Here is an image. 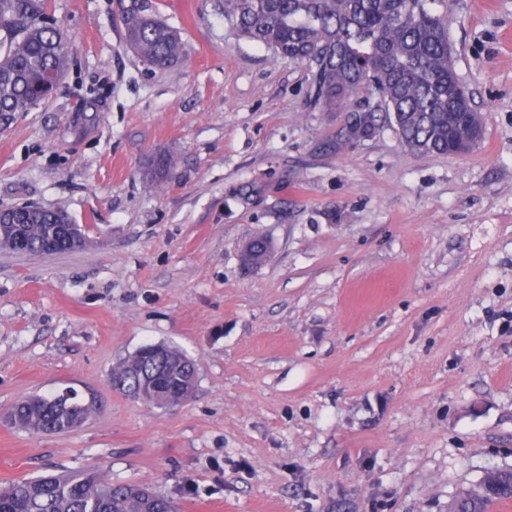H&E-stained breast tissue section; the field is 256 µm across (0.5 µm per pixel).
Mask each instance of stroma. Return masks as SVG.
Returning a JSON list of instances; mask_svg holds the SVG:
<instances>
[{"mask_svg": "<svg viewBox=\"0 0 512 512\" xmlns=\"http://www.w3.org/2000/svg\"><path fill=\"white\" fill-rule=\"evenodd\" d=\"M150 3L185 61L127 50L131 0H47L69 70L0 120V210L85 233L0 249V485L96 469L178 512H448L512 468V0L442 5L483 122L457 156L385 123L344 142L364 97L315 107L312 67L240 38L224 0ZM150 343L194 363L185 403L113 388ZM67 387L100 403L75 430L4 421ZM252 242L248 243L245 248L246 250H248L252 243V246L249 249V251H243L242 254V261L244 265L251 267L258 266L264 263L267 260L271 249L269 241L264 237H257L253 239Z\"/></svg>", "mask_w": 512, "mask_h": 512, "instance_id": "1", "label": "stroma"}]
</instances>
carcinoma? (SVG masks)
Returning a JSON list of instances; mask_svg holds the SVG:
<instances>
[{
    "label": "carcinoma",
    "instance_id": "cac0c4a2",
    "mask_svg": "<svg viewBox=\"0 0 512 512\" xmlns=\"http://www.w3.org/2000/svg\"><path fill=\"white\" fill-rule=\"evenodd\" d=\"M442 0H224V17L244 38L271 51L273 58L314 66V103L324 109L362 89L375 106L360 108L347 136L376 130L378 121L395 125L403 143L422 153L453 155L481 128L466 89L451 61ZM129 50L150 68L186 58L180 35L150 13L146 0H131L123 17ZM68 51L61 32L49 23L46 0H0V116L25 112L48 98L47 81L62 78ZM0 238L21 236L27 252H46L63 237L64 214L24 205L6 210ZM271 245L253 239L242 254L246 266L264 263ZM153 345L110 370L121 391L154 403V387L167 391L171 405L191 395L185 375L172 362L191 363L175 349L167 362L152 356ZM96 410L72 394L30 395L9 412L12 425L30 434L64 433L79 427ZM483 492H462L453 512H486L494 502L512 500V470L498 469L481 479ZM135 482L114 484L97 470L78 476L42 475L0 486V512H176L164 495L146 498Z\"/></svg>",
    "mask_w": 512,
    "mask_h": 512
}]
</instances>
